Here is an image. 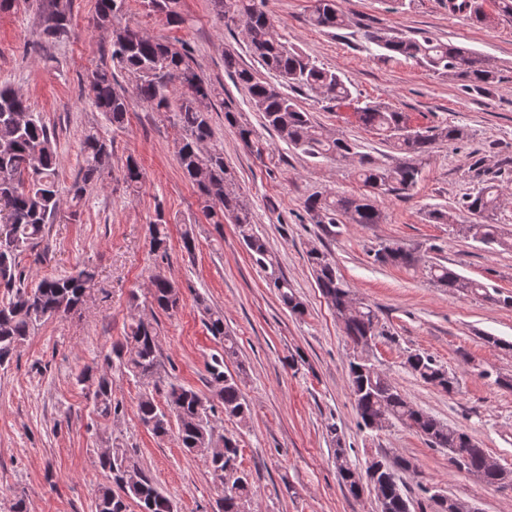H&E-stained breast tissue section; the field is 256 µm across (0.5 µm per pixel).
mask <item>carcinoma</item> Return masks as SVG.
Masks as SVG:
<instances>
[{
	"label": "carcinoma",
	"mask_w": 512,
	"mask_h": 512,
	"mask_svg": "<svg viewBox=\"0 0 512 512\" xmlns=\"http://www.w3.org/2000/svg\"><path fill=\"white\" fill-rule=\"evenodd\" d=\"M128 2L98 0L95 23L110 35L108 52L112 65L92 73L85 86L87 96L117 128L128 121L130 99L134 97L177 129L178 164L196 188L202 214L217 228L225 223L234 225L251 263L276 292L280 303L294 315L303 314V302L281 271L265 238L256 230L253 212L224 164L223 150L212 144L206 104L214 89L195 71L186 46L178 48L126 22ZM140 2L149 15H163L170 23L183 22L176 10L178 0ZM213 3L224 16L225 25L244 24L252 54L289 88L315 92L335 107L354 101L351 89L340 75L318 66L278 37L275 21L266 9L267 0ZM43 7L45 38L54 42L67 38L71 0H45ZM448 12L482 21L479 0H448ZM307 22L319 30H342L348 26V18L337 8L336 0H313ZM362 39L366 45L386 51L389 57L400 56L434 73L453 76L469 91L487 92L498 82L496 71L477 53L434 40L423 32L406 34L364 25ZM117 69L127 74L130 87L117 83ZM224 70L246 89L252 107L263 114L266 129L275 132L282 141L314 159L353 162L354 174L366 191L350 195L330 191L304 202L310 223L322 226L329 235L336 233L338 224L366 227L382 223L380 199L389 195L408 196L414 191L421 165L435 141L454 143L466 137L464 129L455 125L412 130L403 113L380 102H366L356 107L360 124L385 136L401 154L398 162L388 166L360 152L358 144L314 123L292 97L240 65L230 52L224 54ZM224 121L245 147L263 157L267 146L262 133L245 122L230 102L224 103ZM55 141V131L40 113L31 111L12 87L0 85V366L13 359L36 328L56 316L80 309L94 278V273L84 268L30 283L21 265L22 257L28 254L37 261L46 259L48 227L62 208ZM82 156V165L68 190L76 207L109 167L112 142L91 129L84 135ZM470 171L480 187L457 203L456 212L433 207L426 211L427 220L458 224L462 231L482 243L512 250V233L492 223L502 188L495 180L486 178L483 160H475ZM124 179L134 190L141 187L144 179L137 159L131 155L124 164ZM168 225L162 210L155 212L149 225L151 249L162 257L167 254ZM307 258L317 288L342 320L344 335L351 346L372 336H386L377 310L356 296L338 274L329 253L314 245L307 251ZM373 261L381 266L420 267L436 287L453 294L486 293L481 283L462 277L443 263L422 264L423 258L415 248L382 245L374 251ZM149 297L152 307L170 313L178 309L181 292L176 282L160 270L150 281ZM197 306L205 317L207 330L222 344V353L212 356L207 363L209 393L162 376L157 327L136 314L131 315L124 341L113 345L111 353L105 355L103 367L83 368L77 373L76 382L92 389L94 411L108 419L120 412V404L112 400V375L152 381L154 390H162L166 407H161L152 393H144L137 404L139 421L157 437L168 436L172 424H177L180 447L203 458L213 476L230 483L217 502V512H250L252 484L249 474L241 469L237 440L216 434L213 420L219 412L240 424L250 419L241 378L227 368V361L237 356V344L224 328L223 311L212 308L203 299L197 300ZM405 365L423 383L449 394L454 392L456 379L431 356L411 353ZM348 382L361 428L371 429L376 419L380 431L400 424L419 433L430 447L445 448L451 456L465 461L472 474L486 484L512 486L511 470L489 467L485 449L471 435L415 407L384 372L370 371L353 357L348 364ZM381 463L385 468L374 488L376 496L382 499L383 512H411L412 500L403 474L414 471V464L404 457L373 456L365 462V468ZM333 464L348 493L360 497L355 488L359 469L339 438L333 450ZM96 467L104 473L106 482L98 488L95 512H130L132 505L138 512H177L173 499L125 449L116 447L102 453ZM128 470L138 476L133 485L123 483Z\"/></svg>",
	"instance_id": "carcinoma-1"
}]
</instances>
